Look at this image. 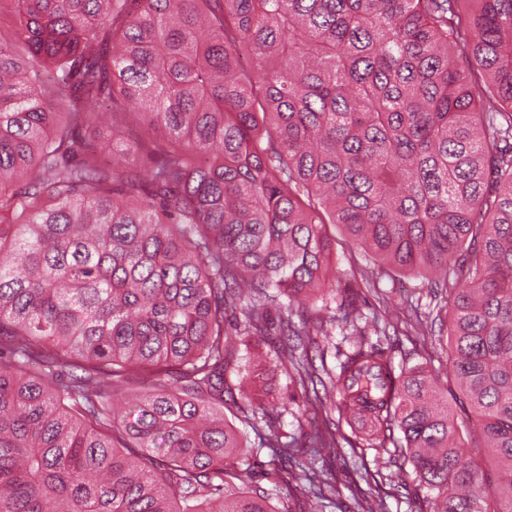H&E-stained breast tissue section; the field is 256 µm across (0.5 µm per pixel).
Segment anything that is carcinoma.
<instances>
[{
    "label": "carcinoma",
    "mask_w": 512,
    "mask_h": 512,
    "mask_svg": "<svg viewBox=\"0 0 512 512\" xmlns=\"http://www.w3.org/2000/svg\"><path fill=\"white\" fill-rule=\"evenodd\" d=\"M3 16L0 512H276L239 475L224 399L264 422L272 473L311 461L228 382L225 316L314 382L298 350L329 225L448 290L446 378L475 418L462 435L435 376L360 336L324 395L370 420L351 447L400 449L428 512H512V0H0ZM106 116L139 124V164L85 141Z\"/></svg>",
    "instance_id": "1"
}]
</instances>
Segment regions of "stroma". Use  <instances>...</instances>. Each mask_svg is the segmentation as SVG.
I'll return each instance as SVG.
<instances>
[{"label":"stroma","mask_w":512,"mask_h":512,"mask_svg":"<svg viewBox=\"0 0 512 512\" xmlns=\"http://www.w3.org/2000/svg\"><path fill=\"white\" fill-rule=\"evenodd\" d=\"M336 249L332 256L335 274L330 288L322 299L310 303L306 316L310 324L323 326V335L309 350L310 356L324 361L326 370H334L338 357L351 349L354 331L374 336V323L370 314H378L388 325L390 345L387 356L394 365L407 367L431 363L438 375L448 369V295L430 288L426 281L399 273L391 267L375 264L358 247L347 242L340 229H333ZM357 289L356 303L366 316L357 327L346 325L342 318L347 298L346 287ZM436 316L438 331L435 336H420L415 332L416 319ZM264 397L275 405L280 415L283 432L301 438L311 431L313 420H331L338 417L334 411H317L311 406L310 395L304 393L293 368L279 363L269 365L263 384ZM248 450L245 460L247 474L253 487L272 493V504L277 512H299L309 497L310 475L305 471L280 472L270 479L273 468L268 449L260 441L265 438L266 427H244ZM351 429L341 424L335 430L336 450L326 457L330 470L329 480L335 484L328 493L322 512H361L366 500L383 499L388 512H425L427 507L419 491L410 463L388 460L368 448H352L346 442ZM290 487L287 498L275 496L276 483Z\"/></svg>","instance_id":"1"}]
</instances>
